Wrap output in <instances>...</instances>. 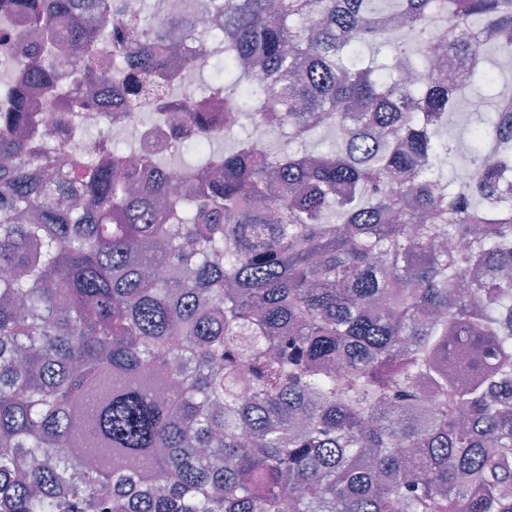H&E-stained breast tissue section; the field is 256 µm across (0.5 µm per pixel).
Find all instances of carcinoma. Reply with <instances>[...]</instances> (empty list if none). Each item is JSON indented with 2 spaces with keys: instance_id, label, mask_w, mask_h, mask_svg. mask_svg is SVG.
<instances>
[{
  "instance_id": "obj_1",
  "label": "carcinoma",
  "mask_w": 512,
  "mask_h": 512,
  "mask_svg": "<svg viewBox=\"0 0 512 512\" xmlns=\"http://www.w3.org/2000/svg\"><path fill=\"white\" fill-rule=\"evenodd\" d=\"M447 45L512 0L0 2V512H512V153L442 173ZM155 81L170 151L88 137Z\"/></svg>"
}]
</instances>
